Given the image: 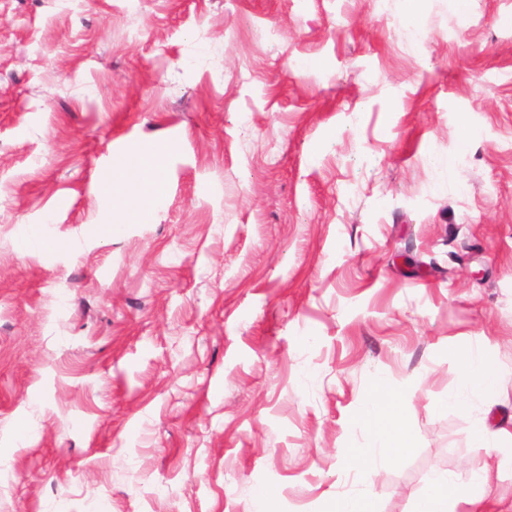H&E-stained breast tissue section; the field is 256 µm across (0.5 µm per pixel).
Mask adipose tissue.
<instances>
[{
	"label": "adipose tissue",
	"instance_id": "adipose-tissue-1",
	"mask_svg": "<svg viewBox=\"0 0 512 512\" xmlns=\"http://www.w3.org/2000/svg\"><path fill=\"white\" fill-rule=\"evenodd\" d=\"M164 150V144L159 142L142 144L136 167L113 176L105 187L104 197L110 209L123 213L122 218L107 224L109 233L120 234L129 219L147 218L163 201L164 181L158 159ZM458 372V385L449 392L445 404L459 410L467 407L470 394L493 391L500 378L499 369L478 350L468 351L460 358ZM360 416L368 424L371 437L369 446L363 450L364 456L377 461L387 458L390 452L401 453L408 448L410 438L398 428L400 409L384 381L376 382L360 406ZM486 472L483 466L473 468L470 485L483 483ZM470 485L461 484L449 472L434 475L424 490L418 512H450L452 506L461 502L478 505V498L470 493Z\"/></svg>",
	"mask_w": 512,
	"mask_h": 512
}]
</instances>
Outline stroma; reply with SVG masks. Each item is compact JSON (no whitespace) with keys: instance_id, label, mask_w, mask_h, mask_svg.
I'll use <instances>...</instances> for the list:
<instances>
[{"instance_id":"35a3bbf8","label":"stroma","mask_w":512,"mask_h":512,"mask_svg":"<svg viewBox=\"0 0 512 512\" xmlns=\"http://www.w3.org/2000/svg\"><path fill=\"white\" fill-rule=\"evenodd\" d=\"M145 141L164 199L106 234ZM472 348L499 383L447 408ZM380 378L410 448L373 463ZM482 426L512 431V0H0V512H414ZM325 512H376L371 496L366 493L340 495L332 499Z\"/></svg>"}]
</instances>
